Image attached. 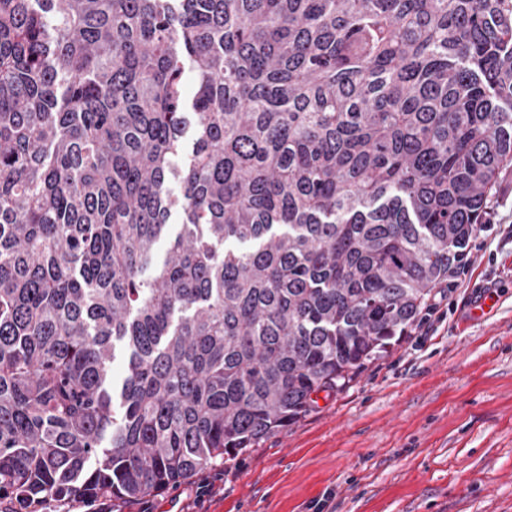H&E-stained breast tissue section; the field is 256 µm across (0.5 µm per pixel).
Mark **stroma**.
<instances>
[{
  "mask_svg": "<svg viewBox=\"0 0 512 512\" xmlns=\"http://www.w3.org/2000/svg\"><path fill=\"white\" fill-rule=\"evenodd\" d=\"M485 238L422 327L296 424L151 498L152 512H512V244ZM480 289L498 302L475 319Z\"/></svg>",
  "mask_w": 512,
  "mask_h": 512,
  "instance_id": "1",
  "label": "stroma"
}]
</instances>
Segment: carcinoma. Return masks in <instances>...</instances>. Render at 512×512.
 <instances>
[{
	"instance_id": "1",
	"label": "carcinoma",
	"mask_w": 512,
	"mask_h": 512,
	"mask_svg": "<svg viewBox=\"0 0 512 512\" xmlns=\"http://www.w3.org/2000/svg\"><path fill=\"white\" fill-rule=\"evenodd\" d=\"M509 163L512 0H0V500L137 501L295 422Z\"/></svg>"
}]
</instances>
